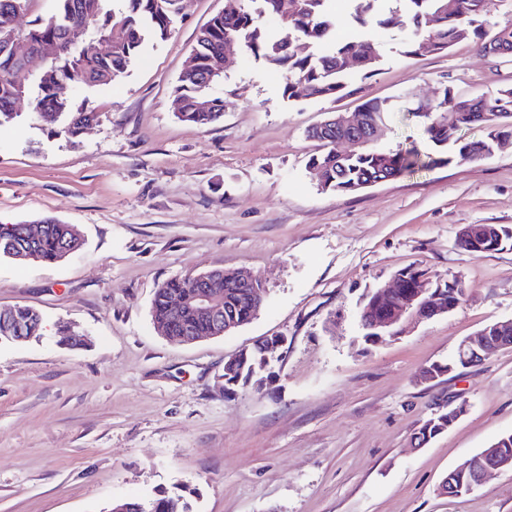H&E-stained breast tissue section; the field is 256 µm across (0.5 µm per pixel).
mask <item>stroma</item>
Here are the masks:
<instances>
[{
	"label": "stroma",
	"mask_w": 512,
	"mask_h": 512,
	"mask_svg": "<svg viewBox=\"0 0 512 512\" xmlns=\"http://www.w3.org/2000/svg\"><path fill=\"white\" fill-rule=\"evenodd\" d=\"M224 0H182L166 40L144 45L108 85H79L98 118L75 139L33 118L30 99L0 122V224L52 217L84 244L63 260L0 259V310L28 306L41 336L0 342V512H109L181 486L191 512H512V472L444 498L448 471L512 434V349L428 383L465 337L512 319V246L472 254L469 224L512 226V148L343 193L321 190L307 131L369 100L390 112L372 142H422L411 110L445 92L512 86V57L475 38L404 52V31L373 29L374 72L348 94L287 99L284 74L240 46L224 116L180 121L172 100L198 30ZM431 286L460 281L454 310L364 340L366 296L406 268ZM243 269L261 278L258 315L230 334L179 344L157 334L154 291L173 277ZM85 336L62 343L60 328ZM285 337L266 384L224 392V360ZM467 402L421 448L438 404Z\"/></svg>",
	"instance_id": "35a3bbf8"
}]
</instances>
